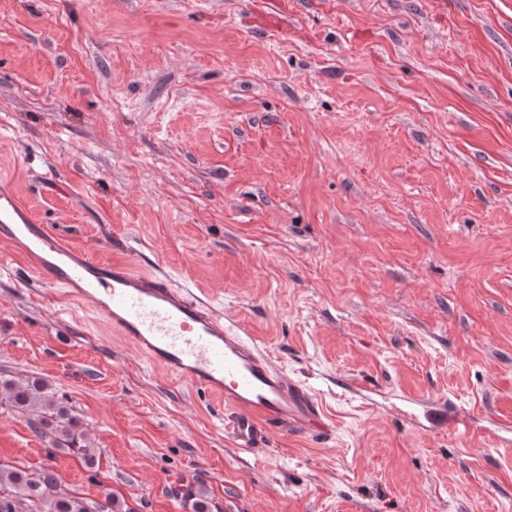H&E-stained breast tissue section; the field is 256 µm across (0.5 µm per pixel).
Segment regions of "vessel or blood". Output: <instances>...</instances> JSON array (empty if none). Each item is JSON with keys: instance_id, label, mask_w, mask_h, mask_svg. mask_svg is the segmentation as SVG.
I'll use <instances>...</instances> for the list:
<instances>
[{"instance_id": "vessel-or-blood-1", "label": "vessel or blood", "mask_w": 512, "mask_h": 512, "mask_svg": "<svg viewBox=\"0 0 512 512\" xmlns=\"http://www.w3.org/2000/svg\"><path fill=\"white\" fill-rule=\"evenodd\" d=\"M0 241L33 264L43 288L89 304L113 331L175 379L223 401L235 447H266L272 426L322 421V409L214 306L164 273L107 262L41 224L0 178Z\"/></svg>"}]
</instances>
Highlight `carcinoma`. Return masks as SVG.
Instances as JSON below:
<instances>
[{
    "instance_id": "1",
    "label": "carcinoma",
    "mask_w": 512,
    "mask_h": 512,
    "mask_svg": "<svg viewBox=\"0 0 512 512\" xmlns=\"http://www.w3.org/2000/svg\"><path fill=\"white\" fill-rule=\"evenodd\" d=\"M27 416L33 431L53 448L66 449L87 465L96 454L72 409L39 378L17 382L0 374V406ZM99 512L100 506L62 488L55 472L44 467L28 472L0 462V512Z\"/></svg>"
}]
</instances>
